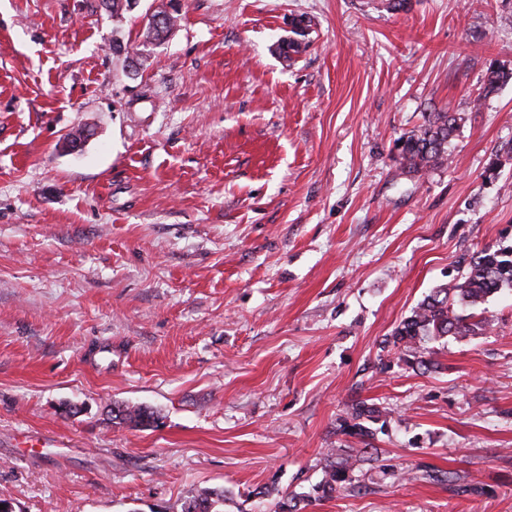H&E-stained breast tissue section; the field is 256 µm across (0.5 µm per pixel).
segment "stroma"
Segmentation results:
<instances>
[{
    "instance_id": "35a3bbf8",
    "label": "stroma",
    "mask_w": 512,
    "mask_h": 512,
    "mask_svg": "<svg viewBox=\"0 0 512 512\" xmlns=\"http://www.w3.org/2000/svg\"><path fill=\"white\" fill-rule=\"evenodd\" d=\"M160 5L178 25L132 66ZM493 66L512 69V0H140L119 21L0 0V499L181 512L224 489V512H269L257 490L320 481L360 398L387 411L383 463L486 492L371 469L305 512H512V291L439 372L375 368L462 257L512 247V83L473 104ZM427 112L463 116L449 162L402 174ZM292 21H298L292 28V32L296 37L289 38L282 49L283 55L288 61L295 60L298 56L306 52L308 43L305 42L304 38L307 35L306 33L309 30L311 22L305 16L296 17ZM112 420H119V423L146 427L153 423L155 418L153 412L143 407L125 405L112 407Z\"/></svg>"
}]
</instances>
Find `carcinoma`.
<instances>
[{
  "instance_id": "obj_1",
  "label": "carcinoma",
  "mask_w": 512,
  "mask_h": 512,
  "mask_svg": "<svg viewBox=\"0 0 512 512\" xmlns=\"http://www.w3.org/2000/svg\"><path fill=\"white\" fill-rule=\"evenodd\" d=\"M108 4L107 12L120 20L138 6V0H102ZM294 37L288 39L282 52L292 61L306 52V33L310 20L296 18ZM512 80V71L491 68L486 75L482 93L474 100L479 107L487 95ZM462 117L456 112H429L424 122L397 140L400 169L404 173L419 172L448 161V141L456 131ZM512 288V248L493 249L484 247L473 252L465 260V266L451 286L433 289L418 302L381 342L380 350L386 356L414 370L436 371L441 368L436 359L433 344L450 337L482 336L493 327V316L483 305L488 299L505 289ZM386 411L375 403L354 400L336 417V434L345 435L360 444L355 448H328L324 457L322 479L308 491L285 494L273 504V512H301L302 503L329 499L341 490H349L358 480L364 466L377 461L375 441L385 431L382 421ZM112 419L122 423L146 427L154 422V414L143 407L114 406ZM424 479L450 486L460 483L461 477L452 471L435 470L423 466L414 473L413 479ZM227 494L224 490L205 491L187 499L182 512H222Z\"/></svg>"
}]
</instances>
